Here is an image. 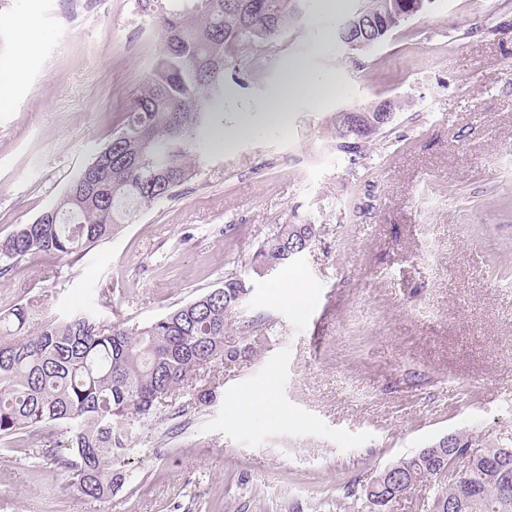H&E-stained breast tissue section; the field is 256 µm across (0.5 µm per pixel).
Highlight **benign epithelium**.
<instances>
[{
	"mask_svg": "<svg viewBox=\"0 0 512 512\" xmlns=\"http://www.w3.org/2000/svg\"><path fill=\"white\" fill-rule=\"evenodd\" d=\"M380 9L370 14L357 9L341 25L339 40L348 49L360 50L382 43L390 30L403 18L421 12L431 0H379ZM375 115L364 122L354 110L339 112L351 133L359 138H370L380 133L395 118L396 101L383 99L374 105Z\"/></svg>",
	"mask_w": 512,
	"mask_h": 512,
	"instance_id": "7a95c632",
	"label": "benign epithelium"
}]
</instances>
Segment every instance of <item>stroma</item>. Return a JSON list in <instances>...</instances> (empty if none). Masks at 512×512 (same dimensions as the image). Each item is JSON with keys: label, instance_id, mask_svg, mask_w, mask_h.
Segmentation results:
<instances>
[{"label": "stroma", "instance_id": "obj_1", "mask_svg": "<svg viewBox=\"0 0 512 512\" xmlns=\"http://www.w3.org/2000/svg\"><path fill=\"white\" fill-rule=\"evenodd\" d=\"M319 0L277 60L243 58L210 123L249 124L205 147L174 198L81 254L35 255L0 277V312L38 301L64 317L145 326L245 278L216 400L137 429L131 474L97 512H355L346 488L440 439L512 430V0H430L374 51L339 48ZM163 35L138 0L73 15L70 0H0V238L32 222L112 138ZM338 81L266 122L288 65ZM406 102L362 153L338 151L336 111ZM316 224L300 258L251 266L276 225ZM299 286L302 300L282 296ZM36 448L0 440V512H86Z\"/></svg>", "mask_w": 512, "mask_h": 512}]
</instances>
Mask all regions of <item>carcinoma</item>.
Segmentation results:
<instances>
[{
    "instance_id": "1",
    "label": "carcinoma",
    "mask_w": 512,
    "mask_h": 512,
    "mask_svg": "<svg viewBox=\"0 0 512 512\" xmlns=\"http://www.w3.org/2000/svg\"><path fill=\"white\" fill-rule=\"evenodd\" d=\"M139 0L163 29L157 62L124 113L123 127L104 148L109 164L85 168L43 223L19 224L0 239V275L39 253L77 255L110 238L143 209L169 199L195 175L202 146L211 140L210 110L224 100V72L239 54L265 51L299 23L290 0ZM336 148L362 152L371 143L334 120ZM319 227L277 224L254 254L255 272L288 263L297 242L310 249ZM237 275L144 327L103 324L90 313L37 319L32 304L0 313V439L19 435L41 448V458L69 474L94 502H108L131 475L112 461L132 448L136 427L152 421L166 399L217 361L257 352L261 337L243 351H224L229 304L248 293ZM60 431L67 442L54 438ZM66 451H61V446ZM465 475L457 452L400 458L395 481L431 478L420 512H512V431L478 436Z\"/></svg>"
}]
</instances>
